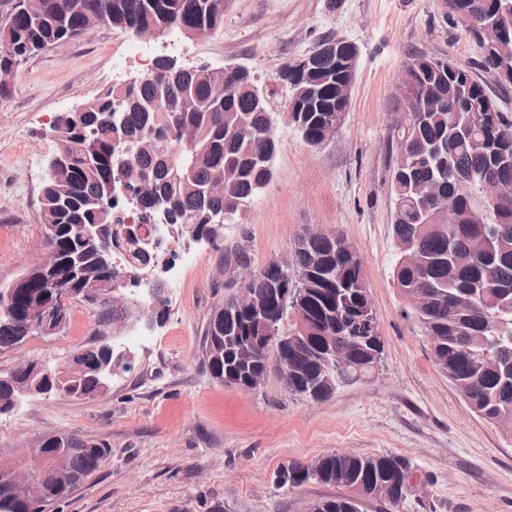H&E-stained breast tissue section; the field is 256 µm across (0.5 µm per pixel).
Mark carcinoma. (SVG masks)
Masks as SVG:
<instances>
[{"label": "carcinoma", "instance_id": "carcinoma-1", "mask_svg": "<svg viewBox=\"0 0 512 512\" xmlns=\"http://www.w3.org/2000/svg\"><path fill=\"white\" fill-rule=\"evenodd\" d=\"M452 10L482 15L499 0H452ZM182 24L191 35L215 32L224 22V0H41L40 10L27 16L18 0H0V65L17 68L46 47L81 36L87 27L108 24L132 33L141 29H164ZM279 78L290 85L291 94L305 83L284 64ZM340 78L335 67L319 70L315 91L300 102L294 113L297 129L311 146L324 125L336 114ZM221 76L197 74L158 58L147 78L131 89L111 86L83 104L81 119L65 113L52 132L58 142L54 154V177L45 181L39 222L55 228L51 246L60 258V274L67 275L74 259L91 271L98 270L99 247L124 256L131 269L146 270L174 255L143 251L122 234L119 209L103 206V190L115 172L108 163L109 144L119 135L141 146L125 171L129 184L141 175L152 179L153 196L141 200L140 219L149 223L154 198L167 199L172 207L174 237L211 233L206 214L215 204L232 212L250 204L272 180L269 160L279 150L275 113L258 111L259 105L245 91L229 98L216 94ZM418 86L433 97L423 112L403 118L395 103L391 139L399 150L395 169L399 186H391L394 201L393 234L400 257L394 282L400 291L420 290L425 306L414 312L423 333L436 344V365L465 397L473 413L489 424L500 415L512 414V122L497 113V124L476 109L458 111L469 100L488 95L486 85L461 82L450 73L443 79L427 72ZM120 101L125 125L114 133L106 115ZM192 132L194 151L180 164L165 167L162 157L174 144L171 132ZM442 147L445 161L437 192L448 198L458 221L448 225L439 219L431 201L414 192V184L428 179L430 170L418 162L434 144ZM451 171L495 173L507 195L500 203L509 222L496 225L488 236L473 215L485 213L473 189L461 188ZM223 175L224 200H206L210 181ZM80 224H94L100 238L89 242L76 232ZM318 287L297 294V314L307 325L298 330L302 340L284 341L283 325L291 311L269 299V283L258 273L240 306L232 296L212 312L207 329L204 362L210 375L226 385L250 375L267 374L269 360L291 357L295 371L279 368L288 393L321 401L337 388L352 383L354 369L381 356L380 339L367 338L370 293L361 262L344 252L342 239L321 236L308 239L307 248L295 254L294 272L287 283L300 287V280ZM47 298L43 281L29 278L12 295L8 324L0 319V349L12 348L26 338L29 309ZM494 310L496 321L487 318ZM330 342L347 350L346 367L327 379L320 375L315 359ZM114 359L111 348L101 345L74 357L79 377L62 373L60 385L51 391L77 399L99 395L102 387L95 369ZM41 456H57L56 474L46 482V499L31 507L14 494L17 482L13 466L0 463V512H44L45 503L58 499L97 471L106 447L73 435L55 434L37 444ZM408 464L398 456L358 455L333 452L306 464L292 462L278 475L280 487L292 489L318 482L347 493L311 503L314 512H361L362 501L353 494L357 485L379 484L390 506L404 501L409 489Z\"/></svg>", "mask_w": 512, "mask_h": 512}]
</instances>
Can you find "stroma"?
<instances>
[{"label":"stroma","instance_id":"35a3bbf8","mask_svg":"<svg viewBox=\"0 0 512 512\" xmlns=\"http://www.w3.org/2000/svg\"><path fill=\"white\" fill-rule=\"evenodd\" d=\"M328 34L359 51L343 127L311 146L280 122L274 175L255 202L212 242H175L195 259L177 275L162 273L161 321H149L131 301L104 320L76 299L58 334L0 350V372L26 359L65 369L77 352L104 343L123 353L97 397H27L0 414V462L48 434L108 447L101 468L45 512H307L339 488L309 483L289 491L278 486L277 473L336 451L404 458L411 481L400 512H512V437L468 408L393 282L397 148L389 131L400 69L411 55L447 57L474 71L511 121L512 87L501 90L476 69L474 44L444 18L441 0H229L215 33L174 29L151 45L154 56L183 67L247 68L270 109L281 112L289 97L282 66ZM137 41L104 24L15 70L11 96L0 98V287L40 255L54 120L116 82L142 77L134 64L118 77L112 69ZM311 225L343 234L357 249L382 336L378 369L323 401L288 394L273 367L253 391L212 378L202 365L204 335L228 292L227 273L243 255L255 270L287 257ZM134 332L144 342L127 343Z\"/></svg>","mask_w":512,"mask_h":512}]
</instances>
